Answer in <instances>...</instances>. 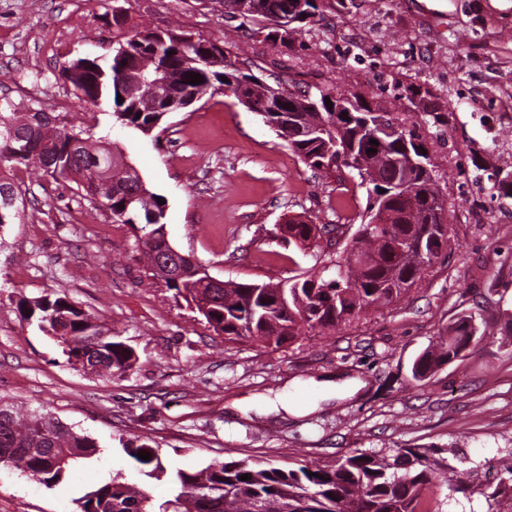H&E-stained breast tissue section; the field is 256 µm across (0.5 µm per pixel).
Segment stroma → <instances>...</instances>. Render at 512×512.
Wrapping results in <instances>:
<instances>
[{"mask_svg": "<svg viewBox=\"0 0 512 512\" xmlns=\"http://www.w3.org/2000/svg\"><path fill=\"white\" fill-rule=\"evenodd\" d=\"M311 22L285 43L253 39L222 0H0V96L81 121L89 106L60 72L108 51L128 25L180 27L242 53L252 73L340 89L415 123L447 181L452 253L397 305L323 336L280 347L225 341L185 302L147 280L129 225L111 221L71 183L17 172L21 223L0 231V396L45 408L95 438L99 462L48 489L0 469V512H74L76 498L120 471L139 436L166 464L200 469L249 458L279 466L332 463L355 450L460 448L495 462L512 448V347L474 340L464 358L422 383L414 358L457 313L512 311V0H317ZM441 107L432 121L428 104ZM111 139L166 200L167 239L225 281L276 282L330 267L331 250L298 249L280 226L336 221L346 185L293 158L258 113L215 94L170 113L150 135L119 126ZM57 292L109 323L138 362L104 381L70 366L23 320L19 297Z\"/></svg>", "mask_w": 512, "mask_h": 512, "instance_id": "1", "label": "stroma"}]
</instances>
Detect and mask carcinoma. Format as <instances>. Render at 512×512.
<instances>
[{"label":"carcinoma","instance_id":"carcinoma-1","mask_svg":"<svg viewBox=\"0 0 512 512\" xmlns=\"http://www.w3.org/2000/svg\"><path fill=\"white\" fill-rule=\"evenodd\" d=\"M224 14L253 25V32L279 39L291 35L317 11L316 0H303L302 18L293 13L298 0H223ZM120 29L112 49L102 59L75 57L62 76L77 98L107 113L111 124L144 135L162 126L169 105L153 91L161 80L181 94L177 111L193 105L191 95L231 94L250 111L261 115L277 135L310 168L317 171L342 167L366 187L364 211L352 239L336 252L335 273L295 275L277 283L224 282L222 288L206 284L207 270L181 261L178 278L159 264L167 247L166 205L145 185L110 141V130L100 128L98 113L80 125L66 112L18 111L0 97V230L19 224L24 213L14 171L39 170L55 181L72 182L82 197L114 222L139 225L145 275L171 291L173 298L202 314L217 335L232 342L251 338L279 346L309 333L322 335L401 301L412 287L426 281L439 259L452 251L448 235L446 195L436 163L409 174L395 165L402 155L403 138L425 144L416 129L398 131L406 120L380 106H368L370 116L354 112L349 120L334 112L309 106L310 91L273 85L244 72L239 57L224 51L217 41L192 40L176 29L146 27L124 29L123 13L112 12ZM201 75V83L189 76ZM123 102H118V98ZM376 143H370L371 139ZM141 194L135 221H124L128 195ZM386 208L388 224L363 222L364 215ZM288 240L305 245L312 227L297 219L285 225ZM212 296L210 309L201 302ZM17 310L39 331L53 339L68 361L83 371L110 381L131 370L134 351L112 337V329L95 314L80 310L65 295L23 298ZM512 333V324L491 322L474 314L456 315L447 335L427 347L412 362L409 380L424 382L442 366L460 359L470 346L468 337ZM48 452L42 453L40 449ZM124 452L141 465L148 479L165 481L170 494L160 499L154 487L128 480L117 472L109 480L76 499V512H443L442 506L467 502L474 496L487 504L486 512H512V451L493 468L496 482L481 480L487 464L474 462L460 448L398 447L388 451H357L331 465L315 461L281 468L258 460L214 461L199 470L167 469L159 449L136 437L122 442ZM149 453L144 461L138 453ZM96 439L78 433L39 409L25 412L0 397V468L16 469L52 489L99 459ZM248 475V480L240 476ZM445 492L444 499L437 494Z\"/></svg>","mask_w":512,"mask_h":512}]
</instances>
